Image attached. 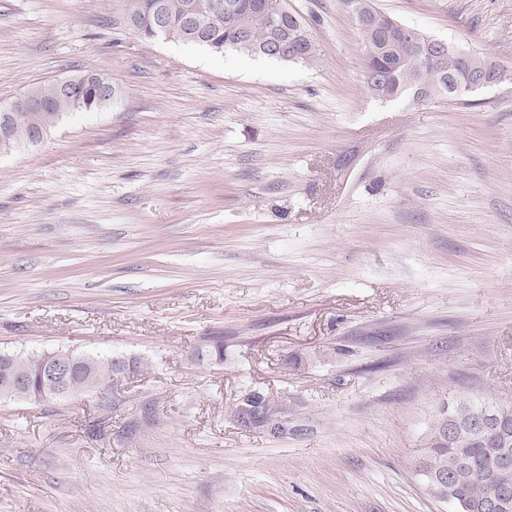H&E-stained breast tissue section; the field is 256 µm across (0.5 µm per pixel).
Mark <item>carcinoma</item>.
I'll return each mask as SVG.
<instances>
[{"mask_svg":"<svg viewBox=\"0 0 512 512\" xmlns=\"http://www.w3.org/2000/svg\"><path fill=\"white\" fill-rule=\"evenodd\" d=\"M241 6L230 22H218L201 14L198 25L204 38L198 46L214 54L235 51L250 56H265L264 47L275 35L285 37L291 46L275 56L277 60L316 65L320 49L305 19L300 13H285V24L276 26L268 13L254 6V0H238ZM169 15L175 20L166 38L184 42V34L176 20L184 11L186 0H164ZM353 14H362L367 23L359 28L363 44L373 43L376 50L367 51L362 59L363 83L375 99L388 102L408 91L449 94L454 78L464 80L469 73L484 75L499 83L507 79L506 72L496 64L476 54L458 56L450 48L436 54L424 44L409 42L398 29V23L375 7L374 0H349ZM45 107L37 112H25L20 102L14 103L16 120L9 139L0 140V153H7L28 144L33 133L54 127L63 117L77 112L96 111L104 107L88 94L77 107L59 98L55 82L32 85ZM80 359L71 379V389L81 394H93L106 389L116 362L111 354L77 353ZM49 353H13L8 369L23 380L19 400L57 403L61 397L45 398V361ZM463 416V426L454 438L442 435V422L452 413ZM512 450V405L497 404L486 398L464 397L443 407L430 427V434L419 462L424 475L429 469L448 475V496L457 503L474 504L498 491L503 485L512 487V468L494 473L487 470L490 460L499 457L503 448Z\"/></svg>","mask_w":512,"mask_h":512,"instance_id":"carcinoma-1","label":"carcinoma"}]
</instances>
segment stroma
I'll return each mask as SVG.
<instances>
[{"mask_svg":"<svg viewBox=\"0 0 512 512\" xmlns=\"http://www.w3.org/2000/svg\"><path fill=\"white\" fill-rule=\"evenodd\" d=\"M288 4L316 66L143 40L130 0H0V107L118 91L0 154V352L140 363L0 400V512H459L418 464L443 403H512V0H376L508 74L390 102L347 0ZM72 355L82 360L78 363L75 373L71 379V389L81 394H93L106 389L107 380L111 379V375L116 365L112 360L114 355L111 354H94V353H73ZM84 361V362H83ZM126 370L120 368L112 375L107 387L112 385L114 378L122 376Z\"/></svg>","mask_w":512,"mask_h":512,"instance_id":"35a3bbf8","label":"stroma"}]
</instances>
